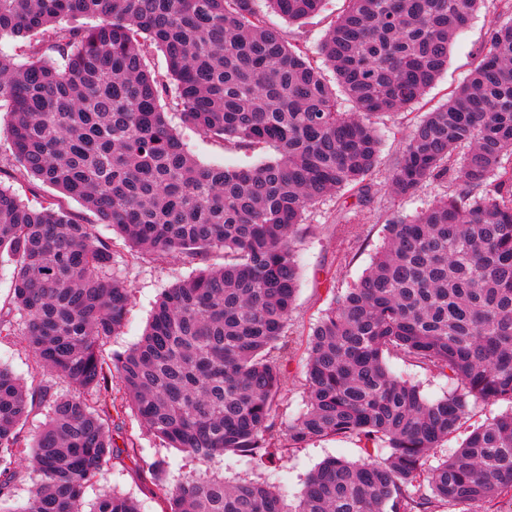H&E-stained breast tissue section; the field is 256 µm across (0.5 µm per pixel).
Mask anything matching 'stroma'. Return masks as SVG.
<instances>
[{
  "mask_svg": "<svg viewBox=\"0 0 512 512\" xmlns=\"http://www.w3.org/2000/svg\"><path fill=\"white\" fill-rule=\"evenodd\" d=\"M346 7L345 0H326L323 10L303 26L286 24L276 14H269L271 23L283 27L288 42L299 45L309 54L317 47L329 25ZM502 10L500 0H484L479 11L455 39L448 59V68L423 100L414 106L413 115L419 116L442 103L449 92L460 86L470 74L477 60L489 46V31ZM173 127L180 133L194 157L204 164H255L272 157L268 148L235 151L224 148L192 127L183 125L178 115H171ZM382 141L381 165L372 181L370 203L358 204L355 198L327 196L313 207L308 223L315 231L298 247L300 285L294 310L288 321L287 339L291 358L285 367L281 399L277 409V435H284L305 401V358L307 335L313 323L325 309L332 293H344L369 266L383 237V224L392 212L413 215L425 209L443 193L442 187L427 186L418 196L392 199L388 194L390 163L399 148L398 129L401 120L396 116H382L376 120ZM97 232L112 241V271L132 290L123 329L103 347L104 354L122 352L132 347L142 336L150 321L161 293L179 280L192 274L194 267L182 258L157 259L149 253H137L111 229L97 225ZM0 365L9 368L23 379L29 388L51 386L54 392H66L68 386L58 376L37 371L33 356L22 336H0ZM47 421V412L41 400H34L32 410L23 422L19 434L18 463L22 477L13 490L14 506L23 505L38 474L29 461V443ZM114 455L111 464L97 481L88 485L83 494L84 512H93L99 496L106 491L136 500L140 512H162L164 505L153 492L151 465L166 459L169 481L185 480L205 472L225 481H259L274 486L285 503H294L304 488L309 474L328 457L361 459L360 444L353 439H325L295 450L287 460L274 467H265L232 454L197 460L177 449L164 447L151 435L141 420L130 409L113 414L110 426Z\"/></svg>",
  "mask_w": 512,
  "mask_h": 512,
  "instance_id": "1",
  "label": "stroma"
}]
</instances>
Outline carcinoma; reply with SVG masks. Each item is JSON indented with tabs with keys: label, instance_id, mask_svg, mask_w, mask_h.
<instances>
[{
	"label": "carcinoma",
	"instance_id": "carcinoma-1",
	"mask_svg": "<svg viewBox=\"0 0 512 512\" xmlns=\"http://www.w3.org/2000/svg\"><path fill=\"white\" fill-rule=\"evenodd\" d=\"M324 0H0V111L13 167L59 192L31 208L0 183V255L49 409L30 443L41 475L21 512H82L112 459L109 420L132 407L168 448L273 463L325 438L364 457L324 460L292 505L270 486L155 477L163 512H471L512 499V17L447 103L401 134L388 190L437 183L426 210L387 219L363 276L311 327L305 408L275 437L285 340L299 287L306 213L332 192L371 200L380 163L373 118L402 114L448 66L482 0H348L319 67L266 11L302 23ZM94 18L95 24L86 20ZM163 53L166 72L148 64ZM358 115L342 111L336 90ZM254 165L202 164L171 126ZM72 198L136 252L204 261L165 290L141 339L110 358L131 289L112 276V242L63 207ZM400 357L455 384L425 398L388 365ZM508 404L448 447L480 405ZM28 389L0 366V503L12 497ZM436 464H431L432 458ZM94 512H139L102 496Z\"/></svg>",
	"mask_w": 512,
	"mask_h": 512
}]
</instances>
